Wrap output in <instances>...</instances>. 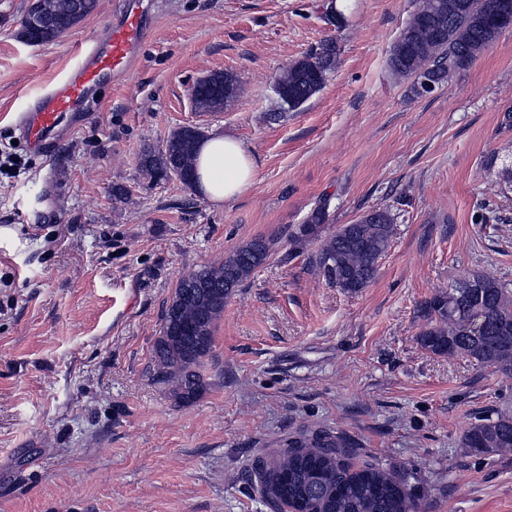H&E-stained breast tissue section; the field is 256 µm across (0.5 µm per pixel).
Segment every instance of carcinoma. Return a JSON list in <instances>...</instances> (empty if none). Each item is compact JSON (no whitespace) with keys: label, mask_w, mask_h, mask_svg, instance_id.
Returning a JSON list of instances; mask_svg holds the SVG:
<instances>
[{"label":"carcinoma","mask_w":512,"mask_h":512,"mask_svg":"<svg viewBox=\"0 0 512 512\" xmlns=\"http://www.w3.org/2000/svg\"><path fill=\"white\" fill-rule=\"evenodd\" d=\"M470 4L469 13L450 16L448 0H419L390 48L392 73L407 79L425 71L439 85L448 81V72L469 68L507 29L494 19L505 11L512 22V0ZM96 6L97 0H33L29 10L40 14L42 27L21 31V38L32 45L53 42ZM336 55L334 43H323L279 75L275 90L288 109L300 107L322 88L336 67ZM235 92V79L227 73L222 96L196 106L217 108ZM189 137L190 128L183 127L162 150L143 154V175L159 181L174 173L184 184H194L198 146H190ZM328 209V203L320 204L289 239L296 249L320 242L315 257L319 273L342 291L358 293L377 275L396 214L388 206L376 207L326 234ZM269 251L265 239L255 238L221 264L178 279L153 348L156 380L168 387L176 403L191 404L206 390L201 367L213 349L214 325L235 288L266 261ZM420 315L427 321L418 335L423 349L512 372V290L499 281L474 275L424 301ZM463 447L476 455L511 453L512 416L477 418L464 434ZM355 457L356 450L333 431L301 434L286 448L255 461L259 491L271 512H418L403 480L376 463L356 464Z\"/></svg>","instance_id":"carcinoma-1"}]
</instances>
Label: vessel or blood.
I'll use <instances>...</instances> for the list:
<instances>
[{"mask_svg": "<svg viewBox=\"0 0 512 512\" xmlns=\"http://www.w3.org/2000/svg\"><path fill=\"white\" fill-rule=\"evenodd\" d=\"M148 34V11L141 0H117L106 33L79 53L69 72L52 86L40 89L34 105L24 112L25 138L30 149H46L65 121L87 111L94 92L108 79L132 71Z\"/></svg>", "mask_w": 512, "mask_h": 512, "instance_id": "b4317fda", "label": "vessel or blood"}]
</instances>
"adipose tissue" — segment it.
<instances>
[{
	"label": "adipose tissue",
	"instance_id": "obj_1",
	"mask_svg": "<svg viewBox=\"0 0 512 512\" xmlns=\"http://www.w3.org/2000/svg\"><path fill=\"white\" fill-rule=\"evenodd\" d=\"M257 170L248 145L232 135L215 133L199 147L195 186L213 204H227L253 185Z\"/></svg>",
	"mask_w": 512,
	"mask_h": 512
}]
</instances>
